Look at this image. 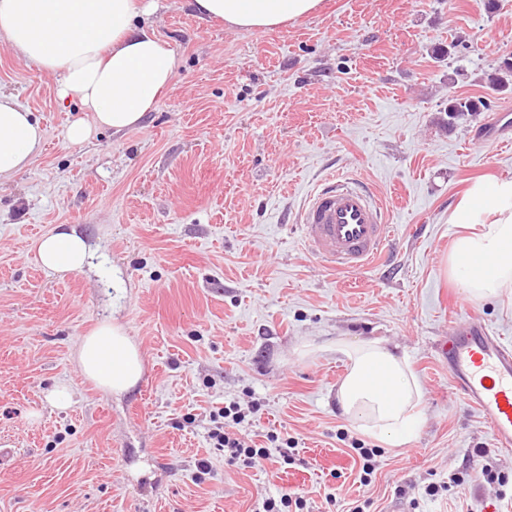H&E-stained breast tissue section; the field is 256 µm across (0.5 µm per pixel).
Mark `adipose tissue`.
<instances>
[{"instance_id":"ef3b65f1","label":"adipose tissue","mask_w":512,"mask_h":512,"mask_svg":"<svg viewBox=\"0 0 512 512\" xmlns=\"http://www.w3.org/2000/svg\"><path fill=\"white\" fill-rule=\"evenodd\" d=\"M323 0H191L199 17L251 31L285 26L317 12ZM147 0H0V34L25 63L56 78L62 103L83 115L67 129L71 144L93 133L142 127L170 88L175 54L170 43L136 20ZM44 130L14 96L0 93V183L26 170L43 150ZM463 227L446 271L470 301L499 297L512 288V179L473 182L448 214ZM42 265L64 277L91 266L94 254L72 229L60 227L38 243ZM466 257H488L490 273L467 274ZM348 372L336 401L360 430L400 445L421 420L422 387L405 356L379 340H337ZM76 362L102 392L121 395L141 379L143 356L124 325L100 322L78 345Z\"/></svg>"}]
</instances>
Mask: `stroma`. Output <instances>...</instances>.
<instances>
[{
  "label": "stroma",
  "mask_w": 512,
  "mask_h": 512,
  "mask_svg": "<svg viewBox=\"0 0 512 512\" xmlns=\"http://www.w3.org/2000/svg\"><path fill=\"white\" fill-rule=\"evenodd\" d=\"M138 23L171 44L173 84L142 128L81 146L65 138L80 107L0 40V92L46 131L0 185V512H258L284 493L303 512H512V451L433 349L457 320L512 341V292L471 302L445 274L459 193L512 178V145L485 134L512 112V86L489 81L512 59V0H323L253 32L157 0ZM452 96L486 107L452 123ZM333 174L372 186L393 226L388 256L358 272L326 269L296 222ZM60 224L95 253L63 279L36 251ZM112 317L144 361L119 397L74 360ZM339 339L408 357L424 420L407 443L342 414ZM58 383L69 406L49 397ZM232 401L255 407L241 430L256 443L293 438L292 464L225 462L208 432ZM357 443L377 451L371 477Z\"/></svg>",
  "instance_id": "1"
}]
</instances>
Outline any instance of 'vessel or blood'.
<instances>
[{"instance_id":"1","label":"vessel or blood","mask_w":512,"mask_h":512,"mask_svg":"<svg viewBox=\"0 0 512 512\" xmlns=\"http://www.w3.org/2000/svg\"><path fill=\"white\" fill-rule=\"evenodd\" d=\"M305 249L330 270L359 271L385 252L393 227L370 187L349 176L331 177L311 190L299 212ZM434 350L448 366L453 389L477 409L498 448H512V343L484 323L459 321Z\"/></svg>"}]
</instances>
